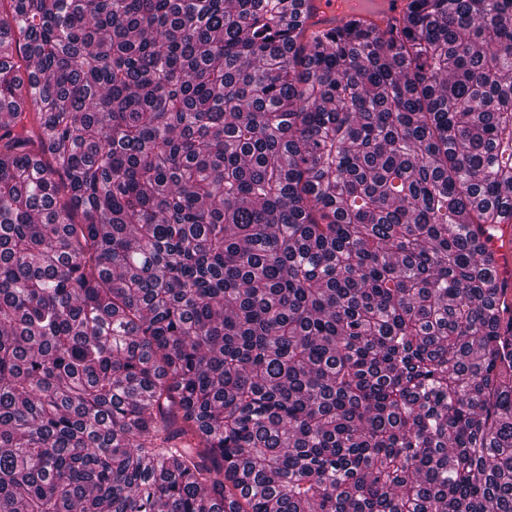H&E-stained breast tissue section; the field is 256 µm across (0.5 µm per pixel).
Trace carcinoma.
Returning a JSON list of instances; mask_svg holds the SVG:
<instances>
[{"label":"carcinoma","mask_w":512,"mask_h":512,"mask_svg":"<svg viewBox=\"0 0 512 512\" xmlns=\"http://www.w3.org/2000/svg\"><path fill=\"white\" fill-rule=\"evenodd\" d=\"M0 0V512H512V0ZM308 18L306 20L307 34L312 31L327 30L330 27L341 24V21L352 16H359L366 26L374 28L377 32H386L390 24H394L404 15L408 0H382L377 3L380 9L376 13H368L366 10L358 12L339 11L338 1L328 0H304Z\"/></svg>","instance_id":"cac0c4a2"}]
</instances>
